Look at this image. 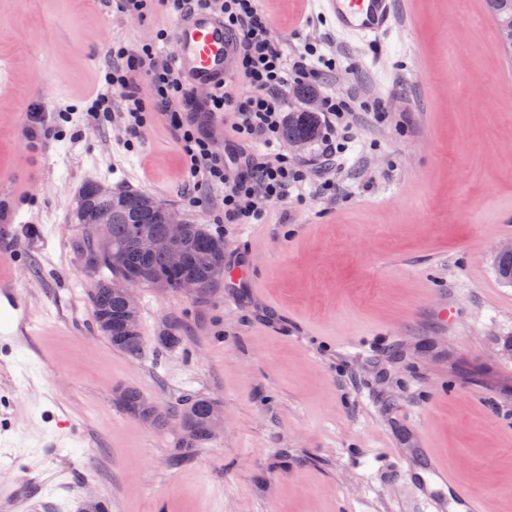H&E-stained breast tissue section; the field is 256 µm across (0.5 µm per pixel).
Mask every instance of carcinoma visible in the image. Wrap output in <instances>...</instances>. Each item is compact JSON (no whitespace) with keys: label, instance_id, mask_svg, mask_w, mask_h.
I'll return each mask as SVG.
<instances>
[{"label":"carcinoma","instance_id":"carcinoma-1","mask_svg":"<svg viewBox=\"0 0 512 512\" xmlns=\"http://www.w3.org/2000/svg\"><path fill=\"white\" fill-rule=\"evenodd\" d=\"M498 28L512 25V0H490ZM317 119L313 112H296L289 117L284 130L287 139L309 140L316 135ZM94 183L85 184L79 192L74 210L76 223L83 225L81 254L85 267L96 277L90 293L93 317L99 331L112 348L130 357H139L146 347V337L139 330L130 333L125 329L127 310L120 285L130 278L139 277L138 283L154 287L179 290L184 280L199 283V293L214 290L224 276V239L212 235L202 224H186L184 237L177 248L184 255L183 264L177 268L169 263L168 250L142 252L138 245L140 227H149L156 237L166 238L163 222L164 205L138 192L123 191L126 198L122 206L93 194ZM111 210V223L97 224L93 218L96 210ZM112 242V251L97 250L99 237ZM183 336L176 321L169 322L166 337L156 339L159 347L176 349ZM119 403L128 413L140 420L149 419L153 427L165 429L164 422L170 413L153 412V402L138 389L128 387L119 393ZM221 412L220 405L211 398L194 396L185 400L178 414L184 425V434L175 441L174 455H189L211 439V420Z\"/></svg>","mask_w":512,"mask_h":512}]
</instances>
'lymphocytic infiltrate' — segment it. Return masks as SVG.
Wrapping results in <instances>:
<instances>
[{
  "label": "lymphocytic infiltrate",
  "instance_id": "1",
  "mask_svg": "<svg viewBox=\"0 0 512 512\" xmlns=\"http://www.w3.org/2000/svg\"><path fill=\"white\" fill-rule=\"evenodd\" d=\"M224 23L234 33L235 70L246 90L236 94L214 89L206 109L233 116L230 139L235 149L217 151L211 138L196 126L188 111L194 91L169 59L152 47L116 53L105 73L106 87L123 91V119L130 132H139L149 107L165 116L180 142L192 175L224 190V221L250 224L261 221L270 202L286 199L291 190L318 179L322 191L340 196L341 189L326 174L328 161L344 151L342 138L350 134L355 111L350 100L324 99L320 109L321 138L317 151L302 158L278 152L248 153L244 145L255 139L280 141L287 121L285 93L289 84L316 82L320 72L310 59L317 49L306 44L293 56L284 55L258 0H223Z\"/></svg>",
  "mask_w": 512,
  "mask_h": 512
}]
</instances>
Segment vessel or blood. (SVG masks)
<instances>
[{"instance_id":"b4317fda","label":"vessel or blood","mask_w":512,"mask_h":512,"mask_svg":"<svg viewBox=\"0 0 512 512\" xmlns=\"http://www.w3.org/2000/svg\"><path fill=\"white\" fill-rule=\"evenodd\" d=\"M323 11L337 29L370 43L393 27L392 0H322ZM174 40V61L191 87L211 89L224 84L232 73V41L222 15L199 10L179 19ZM420 465L413 473L415 490L433 512H482L479 500L469 494L449 471L441 469L430 449L419 451Z\"/></svg>"}]
</instances>
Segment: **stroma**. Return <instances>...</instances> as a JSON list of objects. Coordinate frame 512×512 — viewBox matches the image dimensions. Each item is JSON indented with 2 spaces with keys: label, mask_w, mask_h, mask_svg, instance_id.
Wrapping results in <instances>:
<instances>
[{
  "label": "stroma",
  "mask_w": 512,
  "mask_h": 512,
  "mask_svg": "<svg viewBox=\"0 0 512 512\" xmlns=\"http://www.w3.org/2000/svg\"><path fill=\"white\" fill-rule=\"evenodd\" d=\"M285 53L315 43L316 97L361 91L330 177L224 221V190L191 177L159 113L139 134L103 76L118 47L172 55L176 18L114 0H0V286L23 302L0 347V512H426L411 487L432 448L485 512H512V60L487 0H393L380 47L337 31L319 0H261ZM108 92L112 109L93 112ZM387 115L378 118L375 103ZM55 134H29L32 108ZM68 120H60V113ZM148 194L224 240L206 296L136 287L146 336L183 344L133 359L97 330L77 249L81 187ZM135 387L180 410L204 395L224 429L188 457L126 413Z\"/></svg>",
  "instance_id": "obj_1"
}]
</instances>
